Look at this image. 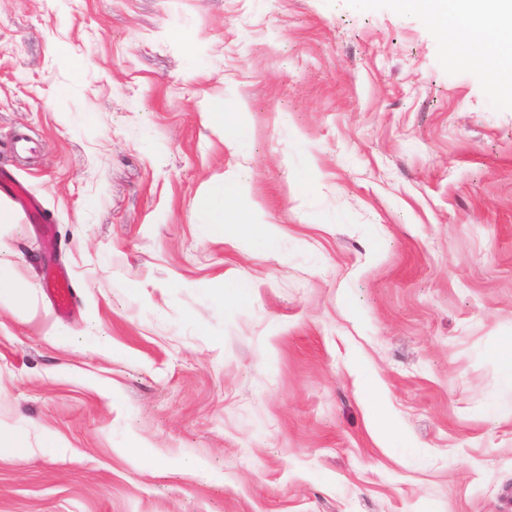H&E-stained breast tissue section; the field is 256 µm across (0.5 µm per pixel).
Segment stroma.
I'll return each instance as SVG.
<instances>
[{
	"instance_id": "obj_1",
	"label": "stroma",
	"mask_w": 512,
	"mask_h": 512,
	"mask_svg": "<svg viewBox=\"0 0 512 512\" xmlns=\"http://www.w3.org/2000/svg\"><path fill=\"white\" fill-rule=\"evenodd\" d=\"M1 163L0 512H512V96L425 12L0 0ZM50 290L58 310H66L73 298V284L65 275H57L50 280ZM366 394L373 407V421L380 435L392 439L396 437L397 430L390 419L382 411L383 399L378 384L370 379L366 383Z\"/></svg>"
}]
</instances>
